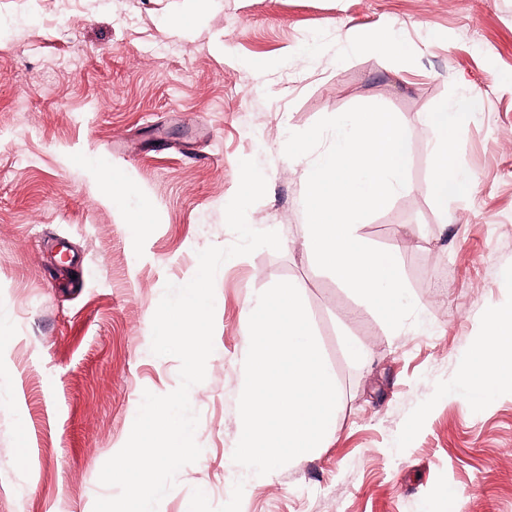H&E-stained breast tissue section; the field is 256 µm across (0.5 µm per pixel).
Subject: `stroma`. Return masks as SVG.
Instances as JSON below:
<instances>
[{"label":"stroma","mask_w":512,"mask_h":512,"mask_svg":"<svg viewBox=\"0 0 512 512\" xmlns=\"http://www.w3.org/2000/svg\"><path fill=\"white\" fill-rule=\"evenodd\" d=\"M191 12L194 30L164 29ZM383 28L400 51L375 45ZM465 93L474 189L443 217L422 119ZM360 104L412 134L406 190L357 227L398 252L418 321L395 331L307 252L308 163L284 154ZM243 159L267 179L247 221L281 248L216 274L214 351L189 393L202 453L157 512H512V386L483 392L474 356L512 307V0H0V512L117 495L99 475L144 391L179 384V360L151 351L154 313L199 250L235 242ZM279 281L300 287L341 402L324 448L246 481L250 301Z\"/></svg>","instance_id":"35a3bbf8"}]
</instances>
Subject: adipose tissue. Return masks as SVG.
<instances>
[{
    "label": "adipose tissue",
    "mask_w": 512,
    "mask_h": 512,
    "mask_svg": "<svg viewBox=\"0 0 512 512\" xmlns=\"http://www.w3.org/2000/svg\"><path fill=\"white\" fill-rule=\"evenodd\" d=\"M474 101L467 96L444 101L424 115L423 130L435 142L434 166L430 175L431 191L440 212H447L449 199L467 194L473 176L456 151L457 135ZM486 366L481 384L487 388L512 383V309L496 312L485 325V336L477 351Z\"/></svg>",
    "instance_id": "ef3b65f1"
}]
</instances>
